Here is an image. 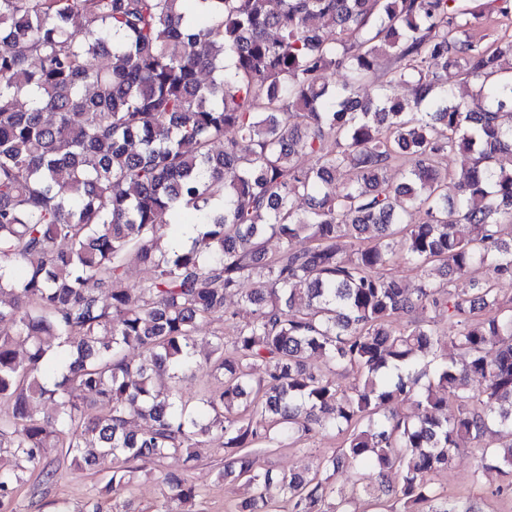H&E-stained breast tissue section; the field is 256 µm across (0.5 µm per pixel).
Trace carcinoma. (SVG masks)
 <instances>
[{
    "label": "carcinoma",
    "instance_id": "1",
    "mask_svg": "<svg viewBox=\"0 0 512 512\" xmlns=\"http://www.w3.org/2000/svg\"><path fill=\"white\" fill-rule=\"evenodd\" d=\"M473 2L0 0V512L53 448L112 456L115 498L205 442L249 490L226 512H367L343 470L375 512H482L433 483L465 439L512 497V40L469 34L512 0ZM134 264L153 276L131 287ZM319 432L340 442L313 471L262 467ZM160 483V512H198L195 484Z\"/></svg>",
    "mask_w": 512,
    "mask_h": 512
}]
</instances>
